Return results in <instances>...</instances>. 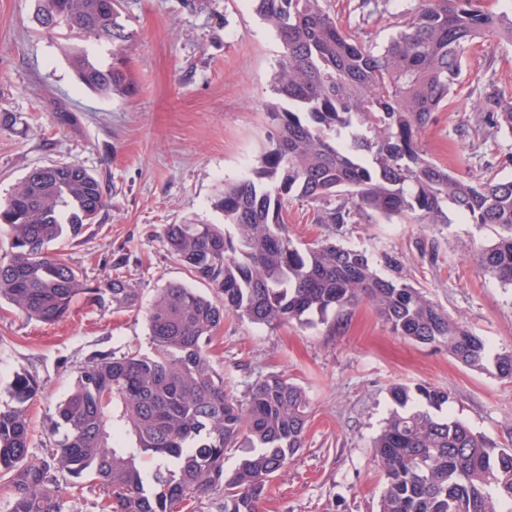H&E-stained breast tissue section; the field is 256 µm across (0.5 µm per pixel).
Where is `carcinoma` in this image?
I'll return each mask as SVG.
<instances>
[{
    "label": "carcinoma",
    "instance_id": "cac0c4a2",
    "mask_svg": "<svg viewBox=\"0 0 512 512\" xmlns=\"http://www.w3.org/2000/svg\"><path fill=\"white\" fill-rule=\"evenodd\" d=\"M477 0H421L397 16V31L366 44L340 26L327 0H253L283 52L271 92L269 145L253 176L224 184L215 224H167L170 253L205 295L181 283L162 289L146 314L149 351H97L77 371L56 407L51 462L30 456L28 405L41 389L31 373L11 382L0 405V478L8 512H65L62 483L93 475L99 512H260L268 483L303 446L310 418L304 389L283 374L228 391L208 350L224 315L277 328L342 318L362 302L397 335L443 345L459 363L493 362L512 378V351L491 354L487 341L451 319L411 283L380 276L369 256L331 242L297 245L285 214L295 198L316 205L319 224H346L351 211L420 224L448 223L454 209L471 223L497 227L473 257L483 273L512 288V180L466 178L429 158L423 131L460 84L466 56L484 45H512V11ZM55 14L78 39L115 47L104 66L66 44L78 80L110 97L134 84L119 68L131 40L121 0H38L36 20ZM481 123L512 134V100L494 89ZM346 201L332 205L339 197ZM106 206L101 181L77 162L30 171L0 203V303L26 319L52 324L83 295L103 309L131 311L138 289L117 275L96 286L50 245L77 237ZM396 409L373 441L385 487L379 512H512V448H502L444 414L451 392L426 385L391 389ZM118 402L115 417L110 406ZM135 446L120 445L125 436ZM242 458L232 473L225 455ZM157 460L145 472L139 458Z\"/></svg>",
    "mask_w": 512,
    "mask_h": 512
}]
</instances>
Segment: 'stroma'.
Here are the masks:
<instances>
[{
	"instance_id": "obj_1",
	"label": "stroma",
	"mask_w": 512,
	"mask_h": 512,
	"mask_svg": "<svg viewBox=\"0 0 512 512\" xmlns=\"http://www.w3.org/2000/svg\"><path fill=\"white\" fill-rule=\"evenodd\" d=\"M360 0H328L337 21L363 41L383 42L391 12L361 17ZM133 38L126 64L135 90L106 97L79 83L61 52L66 30L43 32L37 0H0V199L31 169L76 161L96 175L107 205L78 237L52 246L90 283L117 274L139 290L140 309L112 313L77 300L49 325L0 310V405L14 376L42 383L30 406L31 452L49 458L55 408L95 351L147 348L144 311L174 282L190 283L163 239L168 224L233 225L214 206L225 183L255 166L271 129L266 106L282 55L275 32L251 0H124ZM512 95V46L469 55L447 111L422 134L428 156L475 179H512V136L477 132L475 110L487 84ZM288 232L301 242L327 241L366 252L377 273L401 274L485 338L512 350V288L477 268L473 244L488 243L494 226L470 224L449 211L444 224L355 213L346 224H320L304 201L288 205ZM236 395L280 373L302 386L311 416L304 445L270 481L261 512H378L384 477L372 441L394 407V385L450 390L448 414L500 446H512V379L494 367L475 370L443 347L391 333L368 304L348 320L277 329L227 314L210 347Z\"/></svg>"
}]
</instances>
